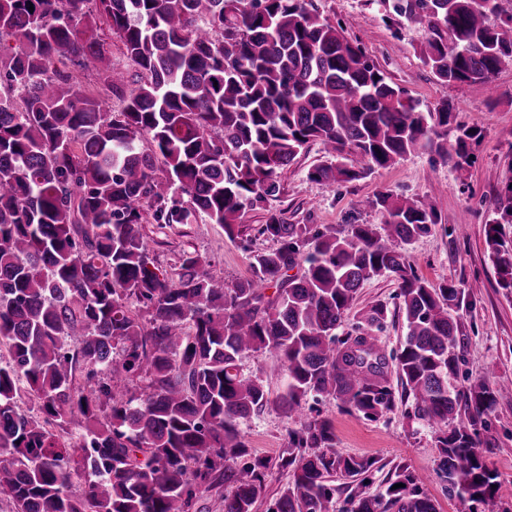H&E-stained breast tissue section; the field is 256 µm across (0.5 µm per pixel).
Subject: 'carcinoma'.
Returning a JSON list of instances; mask_svg holds the SVG:
<instances>
[{"mask_svg": "<svg viewBox=\"0 0 512 512\" xmlns=\"http://www.w3.org/2000/svg\"><path fill=\"white\" fill-rule=\"evenodd\" d=\"M394 11L425 32L420 58L442 86L490 88L512 60V14L487 24L501 0H397ZM102 22L146 75L127 93L94 34ZM78 72L95 75L92 89H76ZM114 94L120 109L103 111L99 97ZM453 110L444 99L421 112L305 0H0V495L12 512H189L199 487L221 483L224 512H255L274 467L288 482L267 512H330L328 478L357 479L376 460L333 451L330 422L302 417L309 396L370 421L412 398L413 417L434 429L448 496L492 500L484 457L496 447L488 417L499 388L452 383L465 292L421 278L405 249L440 223L432 205L380 192L358 205L382 223L344 233L270 212L259 233L275 247L252 252L251 277L231 282L193 253L161 271L141 233L145 201L161 226L203 215L237 237L236 220L280 193L281 171L311 142L329 160L311 172L319 181L362 179L419 150L469 166L473 129L457 127L448 150ZM496 211L488 257L512 292V187ZM380 275L397 282L405 314L399 395L375 335L385 305L336 334ZM260 350L283 372L274 398L239 371ZM134 375L147 392L114 388ZM23 391L43 420L20 410ZM271 405L299 424L288 448L238 464L239 420ZM348 504L439 512L404 466L386 496L360 481Z\"/></svg>", "mask_w": 512, "mask_h": 512, "instance_id": "1", "label": "carcinoma"}]
</instances>
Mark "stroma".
I'll return each instance as SVG.
<instances>
[{
	"instance_id": "35a3bbf8",
	"label": "stroma",
	"mask_w": 512,
	"mask_h": 512,
	"mask_svg": "<svg viewBox=\"0 0 512 512\" xmlns=\"http://www.w3.org/2000/svg\"><path fill=\"white\" fill-rule=\"evenodd\" d=\"M311 3L320 16L340 26L348 40L359 44L418 103L420 111H434L444 98L454 102L449 126L463 123L479 134L468 145L472 167L459 170L453 163L419 151L366 178L334 184L310 179V170L325 161L321 145L313 143L283 170L278 197L241 215V233L236 238H228L219 225L201 220L162 226L145 217L142 233L151 257L168 271L182 253L191 252L223 272L226 280L235 281L249 277L252 251L271 245L259 233L269 212L283 213L292 224H332L342 229L349 224L381 223L379 210L355 206L356 201L378 193L425 200L437 209L442 221L408 245L409 260L419 276L437 286L454 283L467 290L471 301L459 312L466 342L460 350L455 384L466 386L484 378L512 384V294L499 287L485 243L496 200L512 184V64L499 70L493 87L472 83L443 87L420 60L424 31L403 20L393 29L384 23V14L392 10L387 0ZM397 293L393 278L380 276L365 282L339 335L352 330L361 311L382 303L388 309L382 340L387 350L398 349L405 324ZM304 407L308 415L331 421L337 453L377 460L378 467L370 475V492H385L395 468L404 465L425 477L424 488L436 497L440 512H472L470 502L445 495L436 474L438 451L432 430L407 415V403H397L376 422L341 411L329 398L306 399ZM489 423L497 446L486 455L485 463L503 490L492 510L512 512V393L499 397ZM294 427L291 419L273 408L241 421L238 430L250 457L274 460L287 448L288 432Z\"/></svg>"
}]
</instances>
